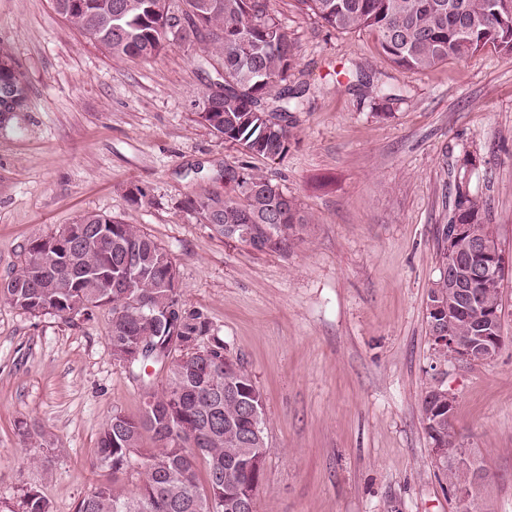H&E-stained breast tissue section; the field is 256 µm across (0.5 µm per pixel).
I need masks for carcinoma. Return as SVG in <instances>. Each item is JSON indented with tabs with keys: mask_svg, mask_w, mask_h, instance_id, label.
Listing matches in <instances>:
<instances>
[{
	"mask_svg": "<svg viewBox=\"0 0 512 512\" xmlns=\"http://www.w3.org/2000/svg\"><path fill=\"white\" fill-rule=\"evenodd\" d=\"M70 0H53L55 11L73 26L120 58L154 57L181 42H196L205 53L224 60V77L210 84L204 100L224 116L212 131L237 145L244 154L285 156L295 139L293 113L303 105L305 90L285 86L294 64L287 32L269 10L270 0H83L85 8L66 10ZM325 26L374 33L381 54L409 70H431L450 58L461 59L492 47L512 55V0H300ZM206 5L201 27L177 36L158 24L157 6L186 20ZM0 77L20 107L28 87L10 53L0 47ZM475 167H466L456 185L455 223L492 238L477 199L469 198ZM224 196L206 195L188 207L217 233L256 251L280 249L307 231L309 219L296 198L283 200L278 186L243 166L224 169ZM64 229L81 246L78 260L61 267L56 251L28 246L9 279L15 287L0 290V302L31 316L55 314L70 322L89 320L98 309L111 315L108 345L114 362L143 374L149 365L166 372L159 388L142 385L143 410L136 417L119 410L103 424L96 440L94 465L109 472L79 499L75 512H238L255 499L264 478L265 441L254 440L248 410L264 407L263 394L252 376L234 361L224 340L212 335V323L200 311L187 309L178 289L165 276L173 267L168 252L136 224L112 216L86 213ZM119 244L139 248L142 261L129 287L116 288L121 274ZM504 270L462 289L481 292L472 305L460 294H448V280L437 278L427 301H443L452 311L454 327L464 336L485 315V306L503 310ZM208 343H203L204 337ZM432 443L448 447V422L425 426ZM153 447L143 448L145 434ZM207 464L206 483L199 460ZM130 472L139 476L137 492L118 484ZM21 512H53L41 487L22 489Z\"/></svg>",
	"mask_w": 512,
	"mask_h": 512,
	"instance_id": "obj_1",
	"label": "carcinoma"
}]
</instances>
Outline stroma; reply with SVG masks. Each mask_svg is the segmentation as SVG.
Returning <instances> with one entry per match:
<instances>
[{
  "label": "stroma",
  "mask_w": 512,
  "mask_h": 512,
  "mask_svg": "<svg viewBox=\"0 0 512 512\" xmlns=\"http://www.w3.org/2000/svg\"><path fill=\"white\" fill-rule=\"evenodd\" d=\"M293 44L290 86L307 93L281 158H248L200 122L220 57L183 43L113 57L52 0H0V44L29 88L0 127V280L28 244L96 212L139 225L170 254L181 300L203 312L264 396L269 454L256 512H458L422 399L455 396L450 431L481 475L473 512H512V273L504 344L487 363L437 359L426 322L439 275L446 191L465 161L512 257V56L487 48L416 72L374 34L323 26L299 0H271ZM396 98L379 105L377 88ZM297 198L310 220L284 251L225 239L188 208L223 194L242 163ZM150 191L149 207L128 190ZM110 314L67 322L0 304V499L41 486L74 512L113 410L142 412L139 383L109 352ZM38 432L21 438L19 421Z\"/></svg>",
  "instance_id": "1"
}]
</instances>
